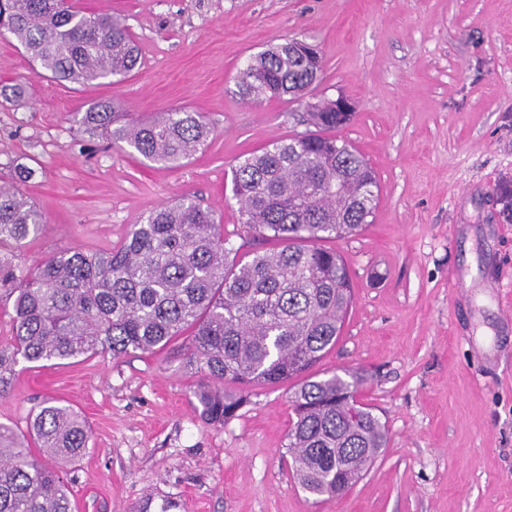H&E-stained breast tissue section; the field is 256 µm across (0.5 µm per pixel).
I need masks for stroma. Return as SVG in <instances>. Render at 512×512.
<instances>
[{"label": "stroma", "instance_id": "obj_1", "mask_svg": "<svg viewBox=\"0 0 512 512\" xmlns=\"http://www.w3.org/2000/svg\"><path fill=\"white\" fill-rule=\"evenodd\" d=\"M79 4L124 19L141 65L62 84L0 35V178L36 169L24 190L46 220L0 258L119 245L184 195L234 230L233 167L307 129L304 103L243 99L237 75L268 45L306 40L323 57L315 96L352 103L339 135L380 185L371 224L335 243L354 299L314 371L363 372L388 441L345 495L313 497L291 474L289 385L252 387L215 427L163 351L19 363L0 422L23 432L47 400L85 417L91 447L64 470L78 512H512V0ZM17 84L27 93L10 98ZM98 99L135 119L200 112L213 133L180 167L147 165L79 132L75 113Z\"/></svg>", "mask_w": 512, "mask_h": 512}]
</instances>
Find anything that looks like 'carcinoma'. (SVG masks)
Instances as JSON below:
<instances>
[{"label": "carcinoma", "mask_w": 512, "mask_h": 512, "mask_svg": "<svg viewBox=\"0 0 512 512\" xmlns=\"http://www.w3.org/2000/svg\"><path fill=\"white\" fill-rule=\"evenodd\" d=\"M9 33L60 83L92 85L124 78L140 56L124 19L86 13L77 0H0V34ZM322 60L294 38L253 56L237 76L243 96L300 101L313 92ZM313 133L275 141L232 171L239 228L228 233L215 211L183 196L152 210L110 250L60 249L31 266L0 262V290L13 299V336L0 348L5 373L20 362L166 349L179 370L198 378L197 407L222 426L246 404L254 384L294 382L288 431L294 482L313 496L351 489L380 449L385 425L355 401L361 375L309 374L336 345L352 304L348 265L326 246L369 224L379 185L369 163L333 134L351 113L336 101L309 105ZM76 123L89 139L176 167L212 133L200 112L174 109L133 120L99 99ZM0 185V248L21 245L44 217L19 185L35 170L15 165ZM275 247L241 254L231 237ZM92 430L72 406L40 405L27 433L0 425V512H74L68 464L86 454ZM33 442L40 456L25 443Z\"/></svg>", "instance_id": "obj_1"}]
</instances>
